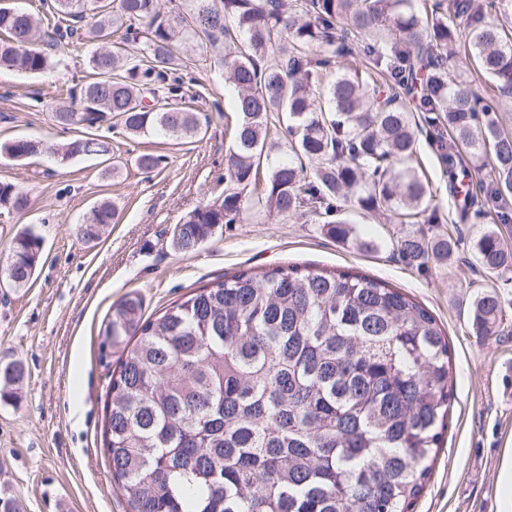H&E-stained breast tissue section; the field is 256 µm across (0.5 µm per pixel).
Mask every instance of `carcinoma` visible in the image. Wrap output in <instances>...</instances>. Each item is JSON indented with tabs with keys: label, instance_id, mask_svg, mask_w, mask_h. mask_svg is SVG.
Returning <instances> with one entry per match:
<instances>
[{
	"label": "carcinoma",
	"instance_id": "carcinoma-1",
	"mask_svg": "<svg viewBox=\"0 0 512 512\" xmlns=\"http://www.w3.org/2000/svg\"><path fill=\"white\" fill-rule=\"evenodd\" d=\"M41 6L35 15L0 0V70L38 76L64 43L97 45L90 80L68 89L78 107L53 112L62 127L113 115L127 137L196 136L175 43L224 41L235 112L224 196L175 225L179 251L236 220L277 151L274 121L292 156L272 164L257 199L270 213H312L348 243V203L418 225L396 241L405 259L448 260L456 241L423 228L441 218L410 165L423 134L454 223L490 225L475 244L478 263L512 272V247L491 228L512 223V136L500 132L502 98L512 99L504 0H185L175 17L162 0ZM459 44L499 95L479 94L452 65ZM37 144L15 139L0 155L27 159ZM110 152L96 136L54 155L65 165ZM0 206L22 212L29 199L0 182ZM116 215L109 200L93 206L83 238L98 240ZM39 260V237L21 233L6 279L26 286ZM142 309L139 294L122 296L100 345V358L118 354L104 441L130 512H408L453 398L448 342L426 307L357 272L278 265L199 288L154 320ZM472 314L476 333H492L498 297L481 294Z\"/></svg>",
	"mask_w": 512,
	"mask_h": 512
}]
</instances>
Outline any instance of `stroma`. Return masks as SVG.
Here are the masks:
<instances>
[{"label":"stroma","mask_w":512,"mask_h":512,"mask_svg":"<svg viewBox=\"0 0 512 512\" xmlns=\"http://www.w3.org/2000/svg\"><path fill=\"white\" fill-rule=\"evenodd\" d=\"M89 45L67 49L65 66L32 77L0 73V142L27 136L44 153L25 161L0 158V180L25 193L26 211L0 207V271L17 235L34 231L42 259L27 286L0 278V507L16 512H129L114 483L104 448L109 383L116 359L100 362L101 329L113 302L138 293L145 317L157 318L174 302L240 271L306 264L351 270L386 282L429 309L447 341L454 397L448 426L430 477L410 512H498L500 466L512 449V272L491 275L473 244L483 224L446 221L448 190L436 156L420 144L414 160L432 186L431 203L444 219L436 233L458 247L452 261L408 263L392 241L402 230L353 208L343 212L359 236L374 241L363 251L328 236L313 214H269L249 186L235 223L195 251L175 249L178 222L224 193V158L232 142V96L224 80V46L178 45L182 73L197 80L193 107L207 116L193 138L164 133L131 140L99 123L63 130L50 119L61 91L87 80ZM110 134L107 156H79L59 165L54 149L92 135ZM161 162L139 170L136 156ZM117 204L115 223L88 242L80 226L95 203ZM496 293L503 322L495 335H477L471 307ZM21 373L11 382L7 373Z\"/></svg>","instance_id":"1"}]
</instances>
